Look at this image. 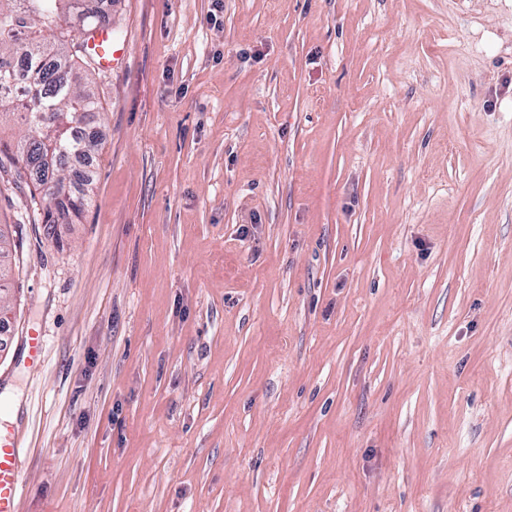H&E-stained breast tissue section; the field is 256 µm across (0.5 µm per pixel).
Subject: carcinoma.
<instances>
[{
	"label": "carcinoma",
	"mask_w": 512,
	"mask_h": 512,
	"mask_svg": "<svg viewBox=\"0 0 512 512\" xmlns=\"http://www.w3.org/2000/svg\"><path fill=\"white\" fill-rule=\"evenodd\" d=\"M79 3L89 14L87 27L110 25L109 12L90 0H0V118L23 105L11 159L37 176L40 193L52 196L45 224L78 217L91 202L86 193L71 190L83 173L67 167L70 158L95 151L97 138L82 126L101 111L89 74L78 63L86 47L77 36L84 31L62 28ZM50 120L64 131L49 148L39 141V128Z\"/></svg>",
	"instance_id": "cac0c4a2"
}]
</instances>
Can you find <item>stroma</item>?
<instances>
[{
  "instance_id": "stroma-1",
  "label": "stroma",
  "mask_w": 512,
  "mask_h": 512,
  "mask_svg": "<svg viewBox=\"0 0 512 512\" xmlns=\"http://www.w3.org/2000/svg\"><path fill=\"white\" fill-rule=\"evenodd\" d=\"M108 10L91 206L0 159L18 512H512V0Z\"/></svg>"
}]
</instances>
